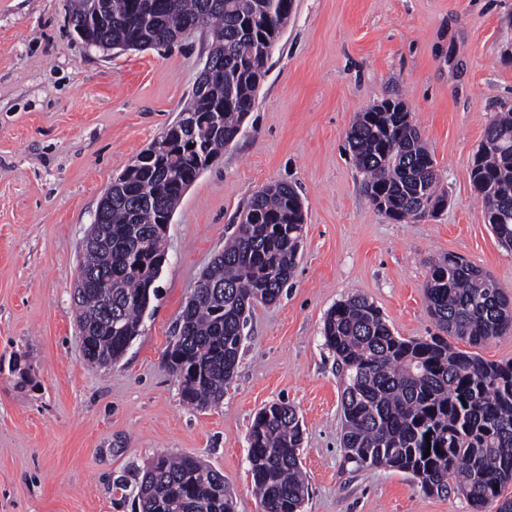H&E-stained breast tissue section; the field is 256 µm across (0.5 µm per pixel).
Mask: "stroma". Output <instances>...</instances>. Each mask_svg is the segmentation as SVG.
<instances>
[{
	"label": "stroma",
	"instance_id": "obj_1",
	"mask_svg": "<svg viewBox=\"0 0 512 512\" xmlns=\"http://www.w3.org/2000/svg\"><path fill=\"white\" fill-rule=\"evenodd\" d=\"M205 46L196 32L102 50L74 31L68 0H0V512H138L139 474L161 453L204 460L235 512H262L248 432L279 400L303 429L302 512H470L409 474L345 463L342 376L322 329L360 294L394 335H434L429 263L448 254L512 300V251L470 180L486 125L512 107V0H294L240 135L173 214L138 336L118 361L89 363L74 316L87 231L105 189L186 103ZM395 95L448 195L414 223L377 211L347 145L355 113ZM274 181L296 187L306 218L292 283L253 306L223 400L187 405L164 351L247 200Z\"/></svg>",
	"mask_w": 512,
	"mask_h": 512
}]
</instances>
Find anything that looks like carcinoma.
Returning <instances> with one entry per match:
<instances>
[{
    "label": "carcinoma",
    "mask_w": 512,
    "mask_h": 512,
    "mask_svg": "<svg viewBox=\"0 0 512 512\" xmlns=\"http://www.w3.org/2000/svg\"><path fill=\"white\" fill-rule=\"evenodd\" d=\"M283 0H71L69 21L89 45L103 49L163 48L206 30L205 60L222 70L200 71L181 119L220 113L200 126L192 143H174L164 162H131L109 186L93 244L84 248L75 319L84 357L118 360L139 335L157 296L165 253L164 219L198 177V158L217 159L241 132L268 71L263 41L285 28ZM402 101L357 113L348 146L376 209L399 223L444 208L435 161ZM485 218L512 248V108L485 128L471 170ZM224 250L202 272L176 327L166 363L180 380L183 402L206 407L224 397L255 302L282 294L297 264L304 231L301 199L275 182L256 191L239 213ZM429 310L442 335L395 336L380 310L362 295L336 304L323 326L325 346L343 376L345 459L358 468L408 473L427 494H461L473 512L498 502L512 512V360L486 361L448 342L478 348L512 329V308L494 279L450 254L433 262L426 285ZM301 425L288 404L257 412L248 434V461L263 512H300L308 487L301 470ZM429 456H424L425 452ZM138 512H235L224 474L189 456L161 454L143 473Z\"/></svg>",
    "instance_id": "obj_1"
}]
</instances>
